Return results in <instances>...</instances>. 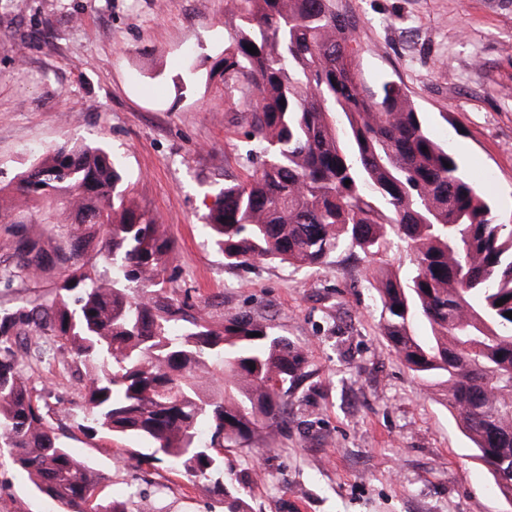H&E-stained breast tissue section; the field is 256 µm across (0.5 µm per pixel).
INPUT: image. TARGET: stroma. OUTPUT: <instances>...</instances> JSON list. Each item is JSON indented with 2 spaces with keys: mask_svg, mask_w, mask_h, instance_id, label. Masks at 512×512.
Masks as SVG:
<instances>
[{
  "mask_svg": "<svg viewBox=\"0 0 512 512\" xmlns=\"http://www.w3.org/2000/svg\"><path fill=\"white\" fill-rule=\"evenodd\" d=\"M351 10L364 81L401 83L425 126L512 224V0H339ZM232 18L227 0H0V187L65 143L104 146L140 204L176 248L164 286L205 299L213 324L247 313L307 352L288 418L265 445L224 449V480L249 512H512L437 390L389 348L363 270L405 275L413 255L397 238L365 261L354 249L321 265L225 264L204 215L238 176L251 147L241 88L219 66ZM193 53L196 70L181 64ZM57 224L0 222V274L26 236ZM63 270L0 284V309L52 300ZM17 350L40 404L63 425L74 455L105 476L104 498L128 512H224L222 495L189 481L146 445L89 437L85 368L50 341ZM266 475L253 481L255 471ZM0 512H57L0 459Z\"/></svg>",
  "mask_w": 512,
  "mask_h": 512,
  "instance_id": "1",
  "label": "stroma"
}]
</instances>
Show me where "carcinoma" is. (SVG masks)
<instances>
[{
  "label": "carcinoma",
  "instance_id": "cac0c4a2",
  "mask_svg": "<svg viewBox=\"0 0 512 512\" xmlns=\"http://www.w3.org/2000/svg\"><path fill=\"white\" fill-rule=\"evenodd\" d=\"M234 2L239 19L221 64L224 82L247 85L257 150L205 217L213 244L230 266H313L343 247L374 256L396 235L412 270L368 273L381 334L440 388L474 457L512 473V225L493 223L484 193L400 85L360 77L356 23L336 0ZM13 194L18 224H54L61 208L102 228L98 253L111 271L91 273L86 242L61 233V292L0 310V450L61 512H128L102 499V476L60 439L14 350L26 331L53 336L91 367L86 433L143 441L151 459L213 483L224 512H244L215 449L255 446L284 421L305 350L248 314L215 326L202 304L162 287L175 241L135 201L107 149L54 147L17 176ZM43 258L26 239L16 269L30 274Z\"/></svg>",
  "mask_w": 512,
  "mask_h": 512
}]
</instances>
